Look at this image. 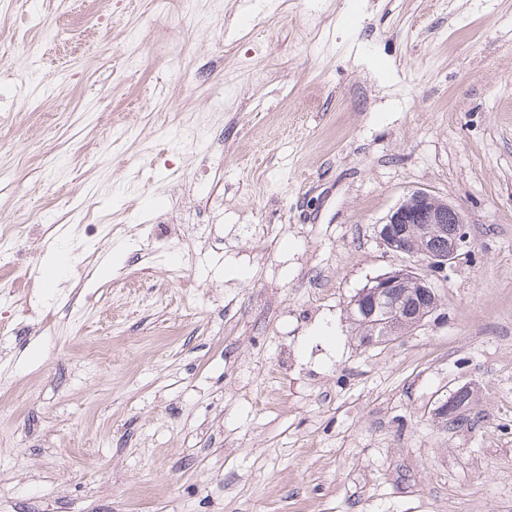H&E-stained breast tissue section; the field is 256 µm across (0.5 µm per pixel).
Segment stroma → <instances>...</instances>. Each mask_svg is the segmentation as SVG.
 Here are the masks:
<instances>
[{
    "label": "stroma",
    "mask_w": 512,
    "mask_h": 512,
    "mask_svg": "<svg viewBox=\"0 0 512 512\" xmlns=\"http://www.w3.org/2000/svg\"><path fill=\"white\" fill-rule=\"evenodd\" d=\"M413 190L467 241L437 311L363 345ZM25 213L0 512H512V0H0V224Z\"/></svg>",
    "instance_id": "35a3bbf8"
}]
</instances>
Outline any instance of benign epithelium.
<instances>
[{
	"label": "benign epithelium",
	"mask_w": 512,
	"mask_h": 512,
	"mask_svg": "<svg viewBox=\"0 0 512 512\" xmlns=\"http://www.w3.org/2000/svg\"><path fill=\"white\" fill-rule=\"evenodd\" d=\"M412 224L425 225L426 237L420 254L430 260L433 272L443 273L452 267L466 242L463 212L429 192H411L389 212L379 230L389 251L404 253L405 237ZM415 275L413 267L405 266L392 274L374 278L359 291V296L368 297L375 308L391 296L392 289L402 287L407 278Z\"/></svg>",
	"instance_id": "obj_1"
}]
</instances>
